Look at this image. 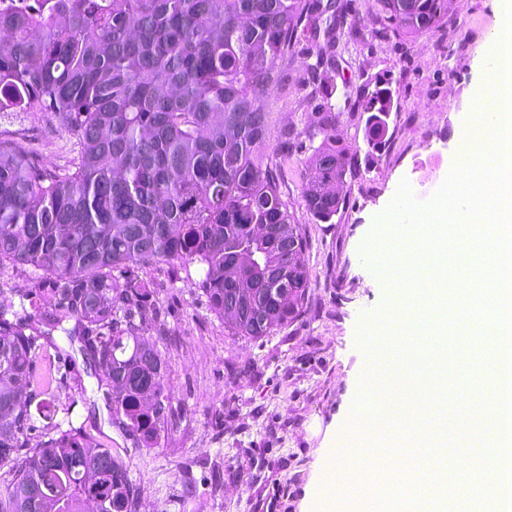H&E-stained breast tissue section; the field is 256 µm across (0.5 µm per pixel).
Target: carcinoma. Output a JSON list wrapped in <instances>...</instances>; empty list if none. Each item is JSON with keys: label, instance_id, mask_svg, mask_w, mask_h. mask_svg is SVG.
I'll return each mask as SVG.
<instances>
[{"label": "carcinoma", "instance_id": "carcinoma-1", "mask_svg": "<svg viewBox=\"0 0 512 512\" xmlns=\"http://www.w3.org/2000/svg\"><path fill=\"white\" fill-rule=\"evenodd\" d=\"M450 4L372 0L374 35L400 48L448 24ZM350 12L351 0H0V112H45L79 147L56 172L0 138V269L36 274L18 303H0V465L12 471L0 512H139L127 463L76 422L75 394L95 377L112 427L138 448L177 426L151 267L189 278L197 265L231 336L257 341L302 315L307 238L282 184L288 154L306 153L307 214L329 224L344 203L355 153L332 97L338 47L361 35L345 29ZM300 46L315 57L311 112L272 145L266 99ZM353 107L369 113L368 152L381 150L392 91ZM57 333L84 373L35 372Z\"/></svg>", "mask_w": 512, "mask_h": 512}]
</instances>
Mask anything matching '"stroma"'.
<instances>
[{
    "mask_svg": "<svg viewBox=\"0 0 512 512\" xmlns=\"http://www.w3.org/2000/svg\"><path fill=\"white\" fill-rule=\"evenodd\" d=\"M495 0H468L447 26L407 41L368 38L350 48L352 68L337 78L349 95L388 82L394 97L389 141L367 152L366 113L346 115L344 142L359 152L345 203L332 223H315L301 200L298 157L288 160L285 192L308 239L304 262L312 292L298 321L258 341L225 335L206 296L173 279L168 265L149 271L167 309L160 348L171 365L178 426L160 447L137 448L108 422L104 404L78 407L89 430H102L122 451L141 498L156 512H315L331 451L353 422L363 378L374 359L359 328L380 309L400 318L397 293L375 273L365 242L378 218L408 183L414 199L431 202L459 161L470 127L493 99L483 57L496 32ZM305 66L294 63L286 86L267 103L275 126L302 125ZM0 137L16 142L48 169L71 164L76 141L47 115L0 112Z\"/></svg>",
    "mask_w": 512,
    "mask_h": 512,
    "instance_id": "obj_1",
    "label": "stroma"
}]
</instances>
